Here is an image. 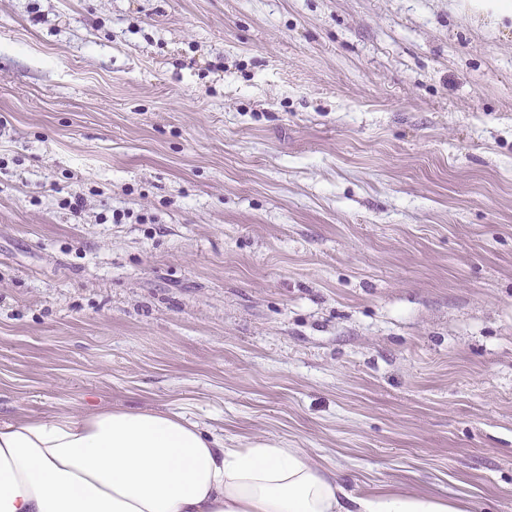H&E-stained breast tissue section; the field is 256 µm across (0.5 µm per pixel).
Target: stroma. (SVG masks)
Wrapping results in <instances>:
<instances>
[{"mask_svg":"<svg viewBox=\"0 0 512 512\" xmlns=\"http://www.w3.org/2000/svg\"><path fill=\"white\" fill-rule=\"evenodd\" d=\"M494 3L0 0V421L184 408L512 512Z\"/></svg>","mask_w":512,"mask_h":512,"instance_id":"stroma-1","label":"stroma"}]
</instances>
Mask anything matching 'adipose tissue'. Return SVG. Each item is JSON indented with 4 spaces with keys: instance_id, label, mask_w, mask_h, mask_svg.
<instances>
[{
    "instance_id": "adipose-tissue-1",
    "label": "adipose tissue",
    "mask_w": 512,
    "mask_h": 512,
    "mask_svg": "<svg viewBox=\"0 0 512 512\" xmlns=\"http://www.w3.org/2000/svg\"><path fill=\"white\" fill-rule=\"evenodd\" d=\"M0 512H463L357 496L297 448H228L185 411L114 408L0 422Z\"/></svg>"
}]
</instances>
